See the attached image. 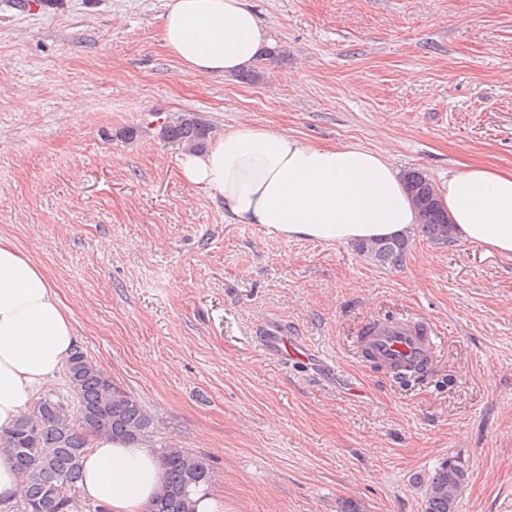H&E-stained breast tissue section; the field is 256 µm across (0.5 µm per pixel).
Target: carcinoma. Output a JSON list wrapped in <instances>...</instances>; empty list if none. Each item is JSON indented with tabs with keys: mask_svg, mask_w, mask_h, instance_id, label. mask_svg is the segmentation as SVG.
<instances>
[{
	"mask_svg": "<svg viewBox=\"0 0 512 512\" xmlns=\"http://www.w3.org/2000/svg\"><path fill=\"white\" fill-rule=\"evenodd\" d=\"M164 141L188 151L206 148L211 128L196 115L184 113L160 129ZM404 183L419 214L421 232L437 244L452 235L448 214L439 203L432 181L410 169ZM408 248L399 237L359 241L355 250L380 265L397 266ZM65 373L74 403L53 393L36 398L32 411L0 433V448L10 454L21 484L18 499L7 512H104L102 505L82 502L78 496L81 459L94 437L110 434L135 444L154 437L155 422L146 408L122 391L79 349L67 359ZM160 462L164 485L149 512H195L190 492L211 482V473L199 457L179 448H163ZM466 472L458 462L442 463L431 476L425 494V512H455Z\"/></svg>",
	"mask_w": 512,
	"mask_h": 512,
	"instance_id": "cac0c4a2",
	"label": "carcinoma"
}]
</instances>
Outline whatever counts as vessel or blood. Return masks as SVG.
<instances>
[{"mask_svg":"<svg viewBox=\"0 0 512 512\" xmlns=\"http://www.w3.org/2000/svg\"><path fill=\"white\" fill-rule=\"evenodd\" d=\"M364 345L377 362L414 373L432 368L441 338L425 323L392 318L370 323Z\"/></svg>","mask_w":512,"mask_h":512,"instance_id":"obj_1","label":"vessel or blood"}]
</instances>
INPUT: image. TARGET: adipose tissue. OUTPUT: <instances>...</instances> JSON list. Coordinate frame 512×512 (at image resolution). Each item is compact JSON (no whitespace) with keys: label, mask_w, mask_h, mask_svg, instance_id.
Returning a JSON list of instances; mask_svg holds the SVG:
<instances>
[{"label":"adipose tissue","mask_w":512,"mask_h":512,"mask_svg":"<svg viewBox=\"0 0 512 512\" xmlns=\"http://www.w3.org/2000/svg\"><path fill=\"white\" fill-rule=\"evenodd\" d=\"M165 47L191 74L233 76L268 40L248 0H168ZM186 181L224 202L235 224L324 242L404 234L419 216L396 167L381 153L316 145L238 124L200 152H183ZM454 235L512 258V170L466 166L438 187ZM76 330L43 269L0 238V432L27 412L62 370ZM84 498L110 512H147L163 472L148 443L94 439L82 463Z\"/></svg>","instance_id":"obj_1"}]
</instances>
